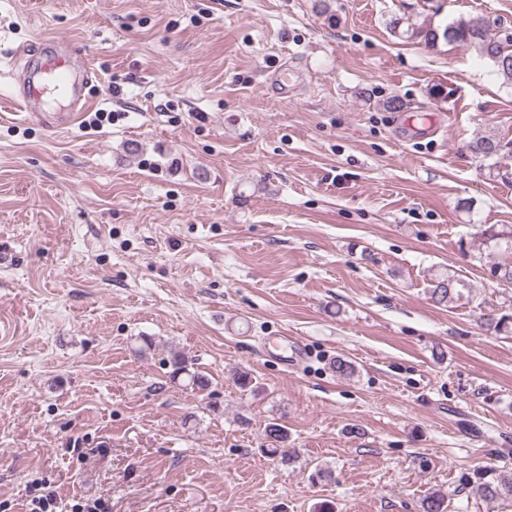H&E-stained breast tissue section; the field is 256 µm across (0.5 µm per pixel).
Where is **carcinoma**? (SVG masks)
I'll list each match as a JSON object with an SVG mask.
<instances>
[{"mask_svg": "<svg viewBox=\"0 0 512 512\" xmlns=\"http://www.w3.org/2000/svg\"><path fill=\"white\" fill-rule=\"evenodd\" d=\"M415 35L423 37L431 46L441 39L462 46H475L494 63L497 73L505 82H512V39L507 37L501 41L488 37L485 26L476 20L460 18L442 30L418 28ZM473 152L482 157L498 156L502 153L512 155V140L505 142L494 135L484 136L475 142ZM485 236L496 247L512 252V231H499L491 226L485 230ZM460 285L461 281L456 277L450 274L441 275L433 280L431 297L438 303L454 302L461 297ZM170 378L174 381L182 380L200 392L209 388L208 378L194 370L192 363L179 354L172 357ZM262 451L285 465L290 464L296 457V449L289 444L288 429L277 422L267 425ZM477 489L488 500L512 502V473L481 482ZM422 508L423 512H448V496L441 491H433L423 498Z\"/></svg>", "mask_w": 512, "mask_h": 512, "instance_id": "1", "label": "carcinoma"}]
</instances>
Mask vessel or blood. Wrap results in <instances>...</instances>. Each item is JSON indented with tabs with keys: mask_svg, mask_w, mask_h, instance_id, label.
Instances as JSON below:
<instances>
[{
	"mask_svg": "<svg viewBox=\"0 0 512 512\" xmlns=\"http://www.w3.org/2000/svg\"><path fill=\"white\" fill-rule=\"evenodd\" d=\"M15 57L22 65L14 73V97L26 119L48 131L76 126L90 105L87 91L99 79L86 54L67 40L43 38L16 49ZM53 88L65 110L49 104Z\"/></svg>",
	"mask_w": 512,
	"mask_h": 512,
	"instance_id": "vessel-or-blood-1",
	"label": "vessel or blood"
}]
</instances>
